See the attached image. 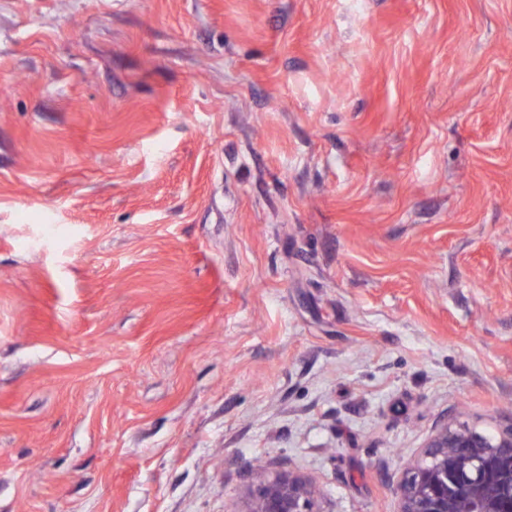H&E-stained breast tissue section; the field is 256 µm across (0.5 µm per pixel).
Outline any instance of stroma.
Wrapping results in <instances>:
<instances>
[{
    "mask_svg": "<svg viewBox=\"0 0 512 512\" xmlns=\"http://www.w3.org/2000/svg\"><path fill=\"white\" fill-rule=\"evenodd\" d=\"M512 423V0H0V512H397ZM312 498L308 480L288 472L261 480L245 512H315Z\"/></svg>",
    "mask_w": 512,
    "mask_h": 512,
    "instance_id": "stroma-1",
    "label": "stroma"
}]
</instances>
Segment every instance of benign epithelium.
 <instances>
[{
    "label": "benign epithelium",
    "mask_w": 512,
    "mask_h": 512,
    "mask_svg": "<svg viewBox=\"0 0 512 512\" xmlns=\"http://www.w3.org/2000/svg\"><path fill=\"white\" fill-rule=\"evenodd\" d=\"M398 512H512V424L495 433L448 420L397 485ZM247 512H314L310 483L279 474L258 484Z\"/></svg>",
    "instance_id": "1"
}]
</instances>
